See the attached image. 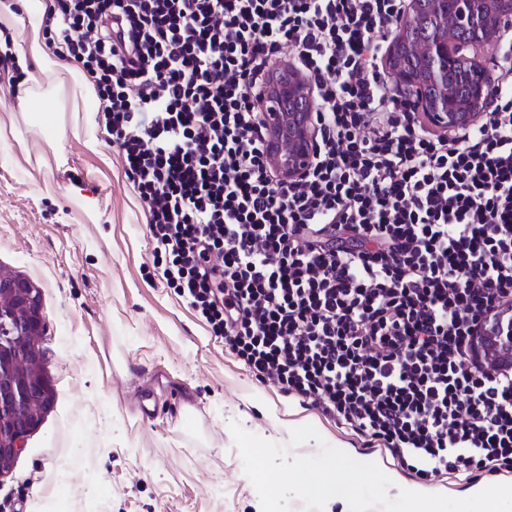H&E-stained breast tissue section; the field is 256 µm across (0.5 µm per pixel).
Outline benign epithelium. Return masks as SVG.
I'll return each mask as SVG.
<instances>
[{
	"label": "benign epithelium",
	"instance_id": "1",
	"mask_svg": "<svg viewBox=\"0 0 512 512\" xmlns=\"http://www.w3.org/2000/svg\"><path fill=\"white\" fill-rule=\"evenodd\" d=\"M512 18V0H457L453 17L456 24L485 28L496 33ZM425 21L437 27L428 42H412L395 37L388 47L387 63L402 97L417 111L425 113L434 126L452 130L477 123L487 110L492 88L485 72L475 67L474 89L470 102L431 101L423 94V84L440 80V71L402 70L397 61L404 55L431 57L435 61L466 56L465 48L448 35V0H407L400 20L405 30ZM316 108L312 86L296 67L288 72L274 71L264 93L268 159L279 180L297 181L305 174L314 156V128L309 115ZM0 323L8 336L0 338V475L22 451L26 436L39 426L38 418L22 413L29 401L45 399L44 372L40 368L19 381L13 370L22 357L34 351L32 339L44 333L40 299L32 284L23 278L0 277ZM478 349L489 360L503 358L512 349V336H481Z\"/></svg>",
	"mask_w": 512,
	"mask_h": 512
}]
</instances>
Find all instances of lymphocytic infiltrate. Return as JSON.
<instances>
[{"instance_id": "lymphocytic-infiltrate-1", "label": "lymphocytic infiltrate", "mask_w": 512, "mask_h": 512, "mask_svg": "<svg viewBox=\"0 0 512 512\" xmlns=\"http://www.w3.org/2000/svg\"><path fill=\"white\" fill-rule=\"evenodd\" d=\"M405 0H54L57 56L147 213L155 266L258 381L422 478L512 471V369L476 338L512 310V84L431 131L383 52ZM314 86L300 181L270 167L258 91Z\"/></svg>"}]
</instances>
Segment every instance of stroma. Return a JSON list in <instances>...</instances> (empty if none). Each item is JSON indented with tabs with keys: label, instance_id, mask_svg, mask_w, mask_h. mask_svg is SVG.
Masks as SVG:
<instances>
[{
	"label": "stroma",
	"instance_id": "stroma-1",
	"mask_svg": "<svg viewBox=\"0 0 512 512\" xmlns=\"http://www.w3.org/2000/svg\"><path fill=\"white\" fill-rule=\"evenodd\" d=\"M21 69L24 91L0 73V269L41 294L54 400L0 476V512H261L234 420L281 445L311 425L352 458L380 456L259 382L167 288L91 99L48 90L34 59Z\"/></svg>",
	"mask_w": 512,
	"mask_h": 512
}]
</instances>
